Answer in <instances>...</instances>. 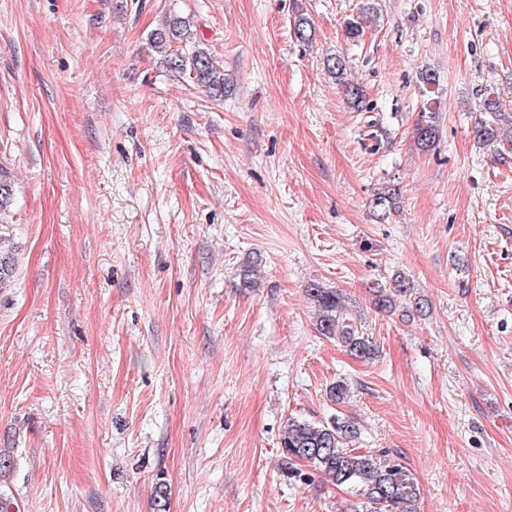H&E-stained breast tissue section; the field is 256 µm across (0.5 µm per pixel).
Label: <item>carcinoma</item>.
Masks as SVG:
<instances>
[{
  "label": "carcinoma",
  "mask_w": 512,
  "mask_h": 512,
  "mask_svg": "<svg viewBox=\"0 0 512 512\" xmlns=\"http://www.w3.org/2000/svg\"><path fill=\"white\" fill-rule=\"evenodd\" d=\"M188 25L187 18L179 14L165 17L150 35L151 46L163 57L167 68L189 72L196 84L222 97L227 88L224 69L216 65L209 51L199 46L188 52L176 48ZM312 28L309 16L296 13L293 32L298 41L309 42ZM349 67V60L343 56L327 59V68L336 75L346 99L358 107L363 103V90L345 79ZM479 110L488 114L489 119L475 125L477 140L512 146V110L505 108L492 89L481 94ZM415 134L421 148L434 146L439 127L431 107L422 110ZM398 198L396 189L387 186L373 195L370 205L374 214L384 217L397 209ZM371 292L373 304L381 312H393L399 304L409 313L424 312V299L416 295L410 281L399 272L389 283L374 284ZM306 293L315 307L314 327L319 335L356 358L366 360L376 355V345L364 335L341 290L313 280L307 284ZM358 435L359 428L348 418L335 415L321 422L290 418L280 434V469L287 476L296 477L302 475L301 466L306 464L327 482L350 488L354 501L346 512H418L421 490L413 473L399 462L382 461L370 452L350 447Z\"/></svg>",
  "instance_id": "obj_1"
}]
</instances>
